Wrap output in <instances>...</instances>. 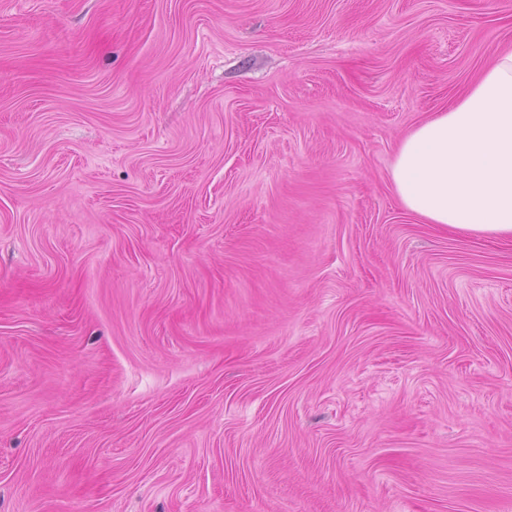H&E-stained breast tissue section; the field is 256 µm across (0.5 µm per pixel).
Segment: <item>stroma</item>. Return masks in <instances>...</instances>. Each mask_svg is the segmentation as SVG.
I'll use <instances>...</instances> for the list:
<instances>
[{
    "label": "stroma",
    "instance_id": "35a3bbf8",
    "mask_svg": "<svg viewBox=\"0 0 512 512\" xmlns=\"http://www.w3.org/2000/svg\"><path fill=\"white\" fill-rule=\"evenodd\" d=\"M499 0H0V512H512V241L400 204Z\"/></svg>",
    "mask_w": 512,
    "mask_h": 512
}]
</instances>
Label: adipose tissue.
Wrapping results in <instances>:
<instances>
[{
    "label": "adipose tissue",
    "mask_w": 512,
    "mask_h": 512,
    "mask_svg": "<svg viewBox=\"0 0 512 512\" xmlns=\"http://www.w3.org/2000/svg\"><path fill=\"white\" fill-rule=\"evenodd\" d=\"M390 180L404 209L425 223L512 240V52L407 134Z\"/></svg>",
    "instance_id": "adipose-tissue-1"
}]
</instances>
